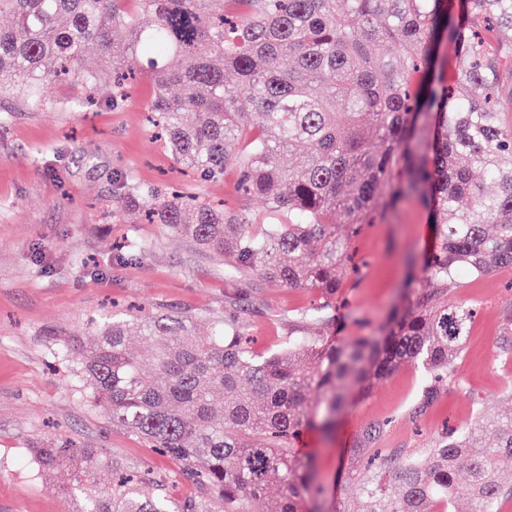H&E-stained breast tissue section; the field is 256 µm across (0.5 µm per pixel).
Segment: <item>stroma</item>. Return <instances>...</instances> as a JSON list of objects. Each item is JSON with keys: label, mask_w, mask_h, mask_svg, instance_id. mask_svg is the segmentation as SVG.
<instances>
[{"label": "stroma", "mask_w": 512, "mask_h": 512, "mask_svg": "<svg viewBox=\"0 0 512 512\" xmlns=\"http://www.w3.org/2000/svg\"><path fill=\"white\" fill-rule=\"evenodd\" d=\"M83 94L81 84L58 82L48 88L51 106L36 108L16 91H0V111L8 114L0 125V512H77L59 479L33 462L28 443L42 435L101 449L116 463L151 473L172 500L195 492L175 463L113 428L75 395L69 364L51 365V345L90 339L91 318L116 304L147 312L162 306L196 318L203 335L212 317L231 314L255 350L266 353L302 335L293 317L319 299L307 288L261 285L233 301L214 255L134 213L114 223L106 204L118 176L145 185L184 184L260 220L267 213L261 200L237 199L232 181L200 183L177 168L146 121L149 80H140L121 105L103 94L93 111L64 109L65 101ZM132 239L146 247L142 260L116 263L119 246ZM434 241L427 214L413 199L387 223L364 230L356 246L366 265L341 290L343 337L360 335L358 320L384 317L398 299L405 254L423 253ZM448 299L478 308L457 366L462 388L421 405L424 376L405 366L357 401L335 434L305 432L295 451L314 457L327 494L354 500L347 482L357 466L353 449L371 422L389 423L382 447L413 449L430 447L446 427L469 428L477 415L512 413V358L496 345L512 314V269L467 277L465 287L449 288Z\"/></svg>", "instance_id": "35a3bbf8"}]
</instances>
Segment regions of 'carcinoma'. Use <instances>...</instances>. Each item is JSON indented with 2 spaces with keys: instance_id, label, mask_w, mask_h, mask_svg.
I'll list each match as a JSON object with an SVG mask.
<instances>
[{
  "instance_id": "obj_1",
  "label": "carcinoma",
  "mask_w": 512,
  "mask_h": 512,
  "mask_svg": "<svg viewBox=\"0 0 512 512\" xmlns=\"http://www.w3.org/2000/svg\"><path fill=\"white\" fill-rule=\"evenodd\" d=\"M2 13L11 21L0 26L1 89L49 105L51 83L75 80L119 104L129 80L145 77L152 125L174 161L204 182L231 178L282 221L255 224L196 195L121 180L112 214L137 211L191 238L224 262L230 287L258 278L323 295L297 315L304 335L269 354L252 350L234 318H212L200 339L192 317L167 309L114 312L90 344L53 350L75 358L76 394L174 461L196 495L177 504L155 479L123 473L99 492L89 472L101 454L69 439L31 441L35 463L68 469L64 491L79 512H247L272 482L283 493L267 512H319L308 507L324 493L315 461L294 451L301 432L333 433L353 400L403 365L424 374V405L460 385L475 308L450 303L448 283L512 268V126L502 119L512 0H0ZM442 41L466 61L446 85L434 78ZM376 43L389 53L374 54ZM89 48L96 70L84 65ZM284 153L297 165L284 167ZM407 199L428 211L434 247L421 263L407 255L384 321L341 342L332 325L340 288L359 271L355 241ZM133 336L150 351L132 353ZM384 427L366 425L356 451H373ZM504 460L512 417L449 429L424 456L378 449L356 512H461V501L499 512L512 496Z\"/></svg>"
}]
</instances>
